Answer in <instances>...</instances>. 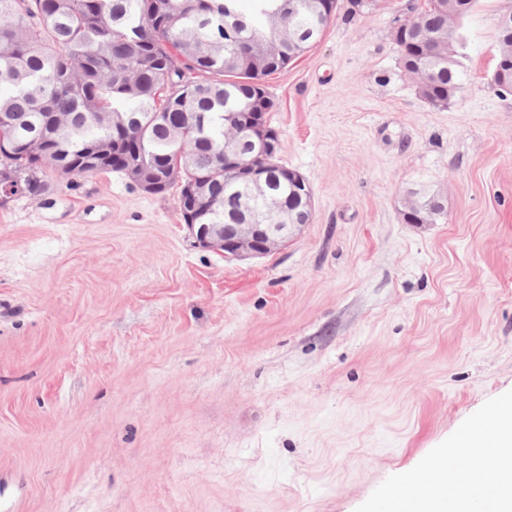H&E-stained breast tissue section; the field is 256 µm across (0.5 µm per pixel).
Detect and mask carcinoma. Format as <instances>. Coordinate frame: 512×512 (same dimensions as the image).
<instances>
[{
  "mask_svg": "<svg viewBox=\"0 0 512 512\" xmlns=\"http://www.w3.org/2000/svg\"><path fill=\"white\" fill-rule=\"evenodd\" d=\"M0 0V206L39 199L55 182L118 170L138 152L146 161L191 158L185 181L201 188L196 215L184 223L241 224L264 210L251 187L224 181V115L248 112L250 80L240 58L244 40L266 32L285 0ZM281 17L275 72L304 54L331 21L325 0H292ZM381 0H348L347 17ZM448 28L447 0H426L418 25L396 44L430 81L438 102L462 89L463 33L448 44L453 61L438 64L437 42ZM180 83L169 103L162 91ZM266 195L288 199L291 187L269 173ZM431 224L444 215L425 185L415 189Z\"/></svg>",
  "mask_w": 512,
  "mask_h": 512,
  "instance_id": "cac0c4a2",
  "label": "carcinoma"
}]
</instances>
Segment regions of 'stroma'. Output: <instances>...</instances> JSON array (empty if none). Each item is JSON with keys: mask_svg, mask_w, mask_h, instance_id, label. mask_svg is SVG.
Segmentation results:
<instances>
[{"mask_svg": "<svg viewBox=\"0 0 512 512\" xmlns=\"http://www.w3.org/2000/svg\"><path fill=\"white\" fill-rule=\"evenodd\" d=\"M397 3L263 77L314 201L269 255L196 246L177 190L120 172L0 207V512H355L512 390V0L465 18L445 107ZM420 181L436 223L403 217ZM417 195L425 203V208L422 209L420 215L426 221L424 224H432L436 219L444 215L445 210L438 197L431 192L425 185H418L414 190ZM435 202V203H434ZM434 204V205H433Z\"/></svg>", "mask_w": 512, "mask_h": 512, "instance_id": "1", "label": "stroma"}]
</instances>
